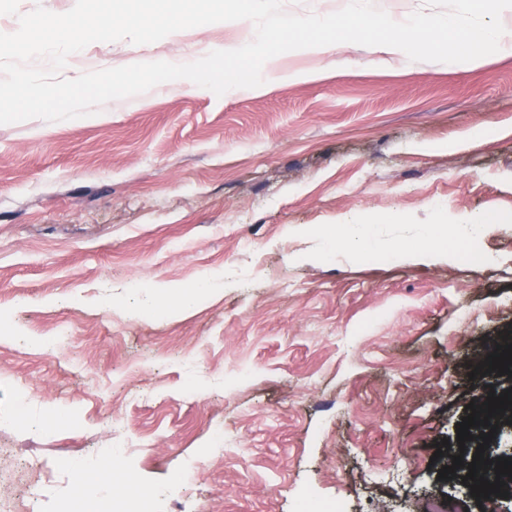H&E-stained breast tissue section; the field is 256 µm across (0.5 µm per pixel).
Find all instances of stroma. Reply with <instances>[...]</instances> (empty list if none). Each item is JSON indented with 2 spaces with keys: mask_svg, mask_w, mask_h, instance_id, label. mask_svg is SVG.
Wrapping results in <instances>:
<instances>
[{
  "mask_svg": "<svg viewBox=\"0 0 512 512\" xmlns=\"http://www.w3.org/2000/svg\"><path fill=\"white\" fill-rule=\"evenodd\" d=\"M210 24L160 41L94 42L62 75L196 61L253 40ZM329 68L325 81L291 71ZM101 118L0 125V512H71L74 464L130 437L122 481L152 512H422L468 404L512 387L474 376L512 333V53L471 68L370 59L345 43L282 54L270 88L160 84ZM484 131L487 142L464 146ZM492 217L479 262L441 223ZM223 284L191 313L132 315L151 284ZM69 327L50 352L29 337ZM54 404L60 425L41 417ZM225 441L215 452L216 438ZM66 458L70 467L59 466ZM197 459L195 478L177 476ZM296 512H346L340 499H315L302 496L298 499Z\"/></svg>",
  "mask_w": 512,
  "mask_h": 512,
  "instance_id": "obj_1",
  "label": "stroma"
}]
</instances>
